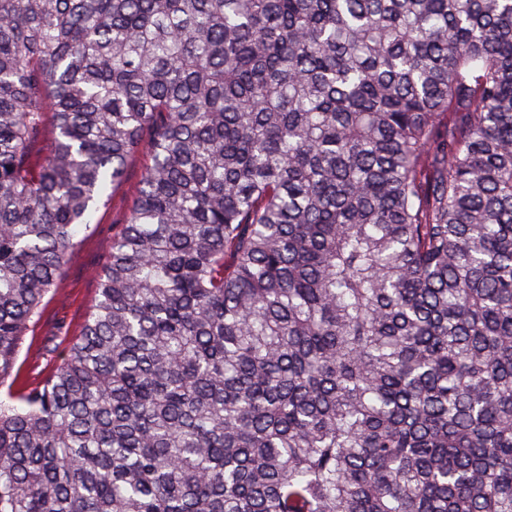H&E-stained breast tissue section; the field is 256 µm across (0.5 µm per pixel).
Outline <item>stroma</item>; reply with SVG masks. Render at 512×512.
Segmentation results:
<instances>
[{
    "label": "stroma",
    "instance_id": "35a3bbf8",
    "mask_svg": "<svg viewBox=\"0 0 512 512\" xmlns=\"http://www.w3.org/2000/svg\"><path fill=\"white\" fill-rule=\"evenodd\" d=\"M146 163L142 154L128 161L123 183L110 202L99 208L90 227L79 234L56 295L46 300L41 320L22 343L18 361L21 383L33 386L54 372L66 349L81 335L83 320L98 300L94 271L111 253L113 234L128 220Z\"/></svg>",
    "mask_w": 512,
    "mask_h": 512
}]
</instances>
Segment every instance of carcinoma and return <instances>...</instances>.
<instances>
[{
  "instance_id": "carcinoma-1",
  "label": "carcinoma",
  "mask_w": 512,
  "mask_h": 512,
  "mask_svg": "<svg viewBox=\"0 0 512 512\" xmlns=\"http://www.w3.org/2000/svg\"><path fill=\"white\" fill-rule=\"evenodd\" d=\"M0 512H512V0H0ZM143 154L131 158L124 182L101 206L93 223L77 237L64 266L55 296L45 299L43 317L27 333L19 356L20 382L35 386L60 365L65 350L81 335L83 320L98 300L94 278L112 251V235L126 224L141 175L147 163Z\"/></svg>"
}]
</instances>
